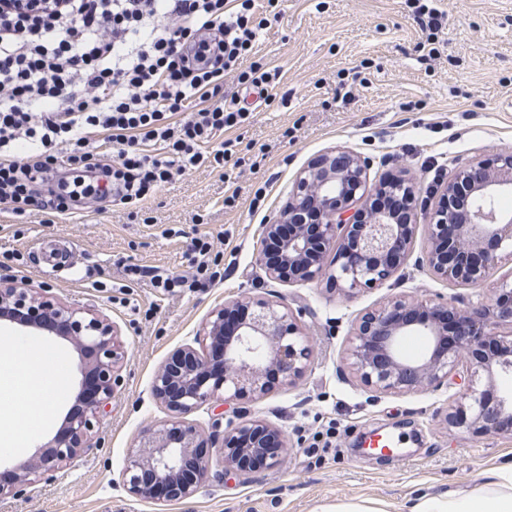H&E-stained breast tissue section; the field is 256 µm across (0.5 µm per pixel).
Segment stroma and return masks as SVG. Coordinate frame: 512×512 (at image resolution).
Masks as SVG:
<instances>
[{"mask_svg": "<svg viewBox=\"0 0 512 512\" xmlns=\"http://www.w3.org/2000/svg\"><path fill=\"white\" fill-rule=\"evenodd\" d=\"M439 5L447 21L431 41L408 0H282L275 15L267 0H255L267 25L254 58L277 69L279 83L250 123L230 130L238 165L188 170L133 215L108 198L51 223L17 219L0 205V276L99 310L120 326L126 351L98 446L62 476L1 501L0 512H322L360 500L409 512L421 494L475 488L482 472L512 461V436L475 438L447 421L468 387V364L456 365L439 387L378 396L346 367L351 329L366 311L401 295L439 296L459 307L486 301L512 274V260L480 285L453 284L422 268L420 232L399 278L351 297L322 282L272 281L255 261L262 225L279 216L298 171L326 151L368 158L374 183L410 178L420 225L458 166L512 152V0ZM232 194L234 206H225ZM204 235L219 244L222 282L169 289L147 278L128 282L129 264L191 275L190 239ZM242 296L282 302L308 327L311 364L296 384L224 406L225 418L260 417L282 428L284 463L238 477L216 460L190 499L158 506L130 496L122 486L127 450L144 426L167 417L151 394L156 370L193 342L213 307ZM0 338L42 346L48 370L68 377L49 422L25 446L0 452V468L9 470L53 438L75 401L82 358L67 341L7 324ZM372 430L399 438V454L357 453V440Z\"/></svg>", "mask_w": 512, "mask_h": 512, "instance_id": "1", "label": "stroma"}]
</instances>
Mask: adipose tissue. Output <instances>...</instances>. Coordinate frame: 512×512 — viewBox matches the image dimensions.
Instances as JSON below:
<instances>
[{
    "instance_id": "obj_1",
    "label": "adipose tissue",
    "mask_w": 512,
    "mask_h": 512,
    "mask_svg": "<svg viewBox=\"0 0 512 512\" xmlns=\"http://www.w3.org/2000/svg\"><path fill=\"white\" fill-rule=\"evenodd\" d=\"M39 346H31L27 374L11 399H0V447H14L46 422L54 383ZM411 512H512V466L488 471L481 486L418 497Z\"/></svg>"
}]
</instances>
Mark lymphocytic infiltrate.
Here are the masks:
<instances>
[{"label": "lymphocytic infiltrate", "instance_id": "f902f5d3", "mask_svg": "<svg viewBox=\"0 0 512 512\" xmlns=\"http://www.w3.org/2000/svg\"><path fill=\"white\" fill-rule=\"evenodd\" d=\"M253 2L0 0V205L71 214L60 172L82 168L97 177L82 194L105 187L134 211L186 170L223 166L238 146L225 131L250 119L239 90L266 98L278 78L249 60L265 28ZM106 143L111 160L94 161Z\"/></svg>", "mask_w": 512, "mask_h": 512}]
</instances>
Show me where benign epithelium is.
<instances>
[{"mask_svg": "<svg viewBox=\"0 0 512 512\" xmlns=\"http://www.w3.org/2000/svg\"><path fill=\"white\" fill-rule=\"evenodd\" d=\"M368 169L360 155L334 149L298 172L280 217L262 225L255 259L269 278L283 283L324 279L351 297L404 268L418 225L399 222L372 202L379 194H393L411 204L414 186L403 177L372 186ZM511 192L512 152L456 168L425 225L428 246L422 263L428 271L451 283L476 284L502 255L512 257V212L496 205L501 194ZM449 227L453 233L446 237ZM331 251L334 268L326 263ZM0 320L61 336L83 359L80 409L65 417L61 435L16 466L13 481L0 483L1 500L24 494L42 475L59 472L93 447L95 427L121 383L123 350L114 323L15 279H0ZM505 327L509 334H499ZM415 335L425 337L427 347L410 357L401 343ZM195 343L178 348L156 371L151 392L169 418L143 428L127 452L123 488L156 504L193 497L201 482L186 475L187 462L197 459V471L205 472L212 461L210 454L197 457L205 440L191 414L204 405L257 399L277 384H293L311 362L303 326L284 304L264 299L229 300L212 309ZM347 361L378 393L437 387L455 363L465 361L487 386L468 389L464 398L470 403L451 416V423L475 437L500 434L499 423L512 419V389L497 386V380L512 377V279L499 283L490 303L469 309L450 306L441 297L402 296L368 312L351 336ZM212 429L222 436L215 453L226 474L243 472V458L265 451L267 436L278 441L267 467L279 465L288 452L284 431L259 418L234 422L218 413Z\"/></svg>", "mask_w": 512, "mask_h": 512, "instance_id": "obj_1", "label": "benign epithelium"}]
</instances>
